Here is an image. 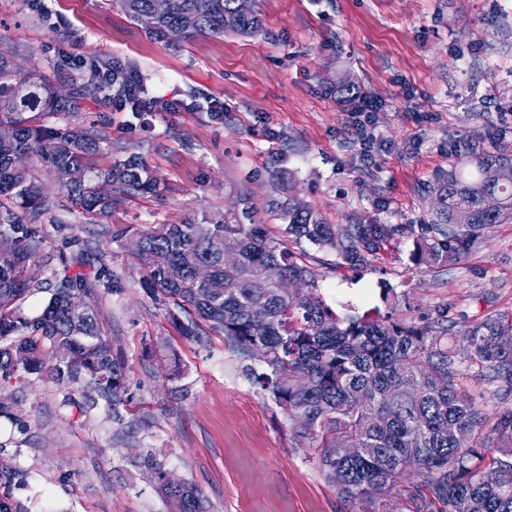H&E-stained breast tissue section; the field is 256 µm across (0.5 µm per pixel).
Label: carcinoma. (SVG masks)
<instances>
[{"label": "carcinoma", "mask_w": 512, "mask_h": 512, "mask_svg": "<svg viewBox=\"0 0 512 512\" xmlns=\"http://www.w3.org/2000/svg\"><path fill=\"white\" fill-rule=\"evenodd\" d=\"M153 0H119L130 17L151 10ZM192 23L184 36L232 31L252 35L260 30L257 13L236 14V0H169V10L150 33L166 31L185 17ZM94 88L75 85L67 96L58 87L36 81L0 54V126L11 136L0 138V224L11 234L0 241V383L31 376L61 386L88 380L119 415L126 405V364L105 339L92 304L73 315L66 302L73 293L90 295L84 250L65 261L47 304L31 317H20L16 302L34 283L40 242L3 199L20 200L35 222L52 211L41 182L20 156L36 157L54 172L67 168L69 198L90 214L112 209L113 197L96 189L101 181L127 193L158 191L136 155L107 169L88 166L87 157L100 141L77 140L70 130L48 131L28 112H70ZM282 196L271 202L290 241L286 247L256 225L203 222L161 224L138 235L133 253L154 297L172 301L191 316L178 326L181 336H199L200 324L224 336V345L240 358L264 368L254 374L292 424L294 435L314 449L325 480L342 497L358 501L363 512L396 489L404 473L424 492L428 512H512V408L493 424L467 395L466 372L442 340V323L409 324L393 312L340 316L323 299L302 244L318 252H336L349 265L369 262L397 226L353 224L346 233L292 192L294 177L277 176ZM492 193L498 206L483 207ZM432 223L421 225L415 246L417 264L434 267L471 251L490 224L512 215V152L479 150L433 187ZM239 244L236 264L224 265V239ZM208 265L209 277L197 281L192 268ZM277 266L301 287L292 291L268 275ZM468 368L475 381H498L512 391V312L500 313L459 332ZM455 428L448 435V426ZM351 441L357 456L345 460L338 450ZM169 512H205L197 491L173 489L165 471L155 468ZM12 472H0V512H12Z\"/></svg>", "instance_id": "carcinoma-1"}]
</instances>
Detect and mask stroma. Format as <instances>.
<instances>
[{"label":"stroma","instance_id":"obj_1","mask_svg":"<svg viewBox=\"0 0 512 512\" xmlns=\"http://www.w3.org/2000/svg\"><path fill=\"white\" fill-rule=\"evenodd\" d=\"M0 0V44L23 70L52 83L87 82L57 65L55 49L118 61L148 95L180 112H116L96 88L75 112L41 116L51 129L99 138L97 168L134 154L158 180L157 194H116L110 213H82L54 174L28 164L53 201L33 223L41 243L40 287L18 301L28 317L74 247L86 249L105 338L127 364L128 403L112 414L86 404L84 383L47 380L1 392L18 420L0 418V459L15 472L17 512H168L156 469L191 483L208 512H361L320 474L311 448L244 371L222 335L178 334L177 308L155 300L134 263L137 232L221 214L281 241L269 206L276 176L330 224L403 226L367 266L317 253L320 291L332 308H383L416 324L447 316L476 324L512 311V219L487 226L475 246L433 268L412 259L414 230L430 223L429 185L472 149L512 151V0H251L252 36L230 32L157 39L115 0ZM345 78L378 109L358 114L338 101ZM224 103L212 117L210 101ZM370 138L371 155L360 142Z\"/></svg>","mask_w":512,"mask_h":512}]
</instances>
